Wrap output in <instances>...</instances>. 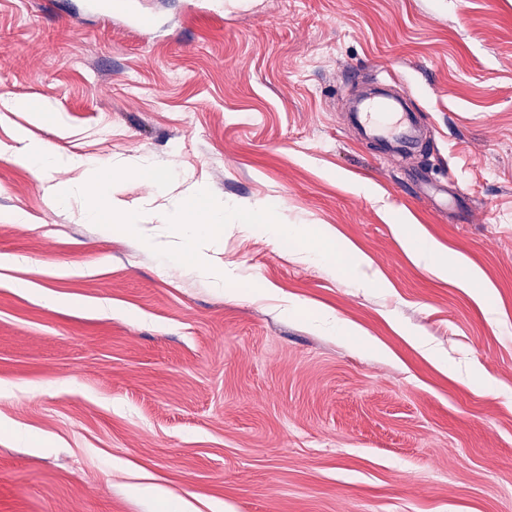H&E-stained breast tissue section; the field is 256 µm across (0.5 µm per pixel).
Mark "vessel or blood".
<instances>
[{"mask_svg": "<svg viewBox=\"0 0 512 512\" xmlns=\"http://www.w3.org/2000/svg\"><path fill=\"white\" fill-rule=\"evenodd\" d=\"M110 12L116 17L131 18L142 32L155 28L151 17L131 14L127 0H115ZM409 94V88L405 87L396 96L383 93L366 98L349 115V122L360 138L379 142L384 156L391 160L412 155L423 147L422 131L415 116L404 107V99ZM414 185L417 197L430 200L436 209L452 214L457 221L471 222L474 207L461 193H448L445 186L427 180H415Z\"/></svg>", "mask_w": 512, "mask_h": 512, "instance_id": "obj_1", "label": "vessel or blood"}]
</instances>
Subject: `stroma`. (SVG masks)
Instances as JSON below:
<instances>
[{
	"mask_svg": "<svg viewBox=\"0 0 512 512\" xmlns=\"http://www.w3.org/2000/svg\"><path fill=\"white\" fill-rule=\"evenodd\" d=\"M85 3L0 0V420L27 436L0 435V512H163L148 483L217 512H512V0H136L149 35ZM384 68L424 131L394 162L336 94ZM44 99L62 125L12 107ZM23 139L152 157L169 175L131 200L223 198L229 280L153 249L170 225L104 236L85 198L52 205L73 173L37 175ZM417 169L468 189L473 223L414 199ZM263 200L352 272L239 227ZM410 250L425 264L429 266H439L445 268L443 257L431 243L411 239L409 242Z\"/></svg>",
	"mask_w": 512,
	"mask_h": 512,
	"instance_id": "35a3bbf8",
	"label": "stroma"
}]
</instances>
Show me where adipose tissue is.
<instances>
[{"instance_id": "obj_1", "label": "adipose tissue", "mask_w": 512, "mask_h": 512, "mask_svg": "<svg viewBox=\"0 0 512 512\" xmlns=\"http://www.w3.org/2000/svg\"><path fill=\"white\" fill-rule=\"evenodd\" d=\"M71 166L79 172L76 180L65 185L52 183L47 187L48 197L53 204L63 203L71 194H81L90 201L89 215L97 223L101 234H110L115 224L119 223L129 234L142 235L139 215L143 207L138 201L122 198L121 186L129 180H155L152 161L144 159L134 164H112V176L107 181L82 161H72ZM225 209L223 199L209 195L196 184L189 186L179 199L165 200L156 208L157 213L176 227L168 248L170 256L190 264L218 286L224 283V264L219 256L218 244L224 237ZM237 213L239 223L249 227L260 226L272 241L295 239L307 256L335 265L336 242L331 236L296 231L288 225L277 223L273 206L264 202L240 207Z\"/></svg>"}]
</instances>
